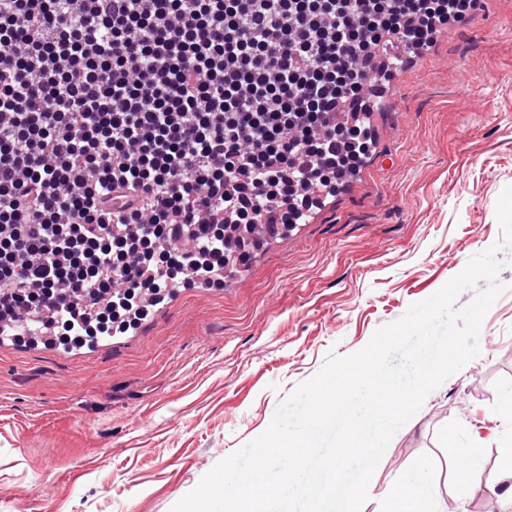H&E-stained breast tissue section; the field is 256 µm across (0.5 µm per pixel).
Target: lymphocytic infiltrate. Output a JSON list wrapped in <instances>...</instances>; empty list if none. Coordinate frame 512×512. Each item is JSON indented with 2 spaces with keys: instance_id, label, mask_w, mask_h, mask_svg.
Masks as SVG:
<instances>
[{
  "instance_id": "lymphocytic-infiltrate-1",
  "label": "lymphocytic infiltrate",
  "mask_w": 512,
  "mask_h": 512,
  "mask_svg": "<svg viewBox=\"0 0 512 512\" xmlns=\"http://www.w3.org/2000/svg\"><path fill=\"white\" fill-rule=\"evenodd\" d=\"M478 0H0V313L85 344L224 284L363 163L380 51Z\"/></svg>"
}]
</instances>
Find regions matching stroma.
I'll list each match as a JSON object with an SVG mask.
<instances>
[{"label":"stroma","instance_id":"stroma-1","mask_svg":"<svg viewBox=\"0 0 512 512\" xmlns=\"http://www.w3.org/2000/svg\"><path fill=\"white\" fill-rule=\"evenodd\" d=\"M359 180L220 290L184 289L130 336L0 344V512H170L259 436L328 356H350L502 238L512 185V0H482L408 66ZM479 356L390 443L361 512L426 465L435 512H512V249ZM492 475L473 488L470 468Z\"/></svg>","mask_w":512,"mask_h":512}]
</instances>
